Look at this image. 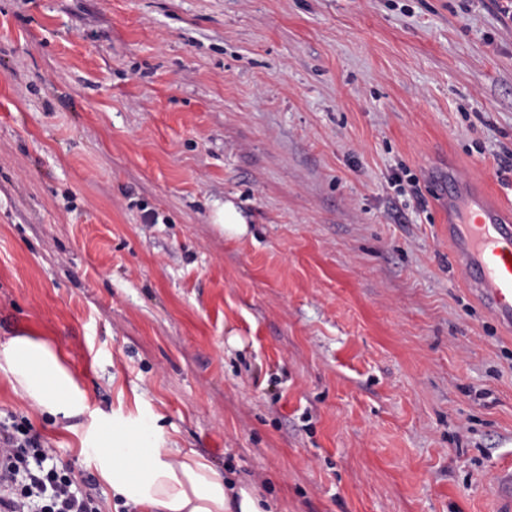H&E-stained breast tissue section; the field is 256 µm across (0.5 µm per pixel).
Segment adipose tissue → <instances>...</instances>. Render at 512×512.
Segmentation results:
<instances>
[{
    "mask_svg": "<svg viewBox=\"0 0 512 512\" xmlns=\"http://www.w3.org/2000/svg\"><path fill=\"white\" fill-rule=\"evenodd\" d=\"M0 373L39 414L78 410L84 398L63 351L31 336L11 338L0 349ZM144 411L100 421L79 453L91 457L112 496L127 512H268L254 487L226 477L202 455L175 448Z\"/></svg>",
    "mask_w": 512,
    "mask_h": 512,
    "instance_id": "obj_1",
    "label": "adipose tissue"
}]
</instances>
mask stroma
<instances>
[{
    "mask_svg": "<svg viewBox=\"0 0 512 512\" xmlns=\"http://www.w3.org/2000/svg\"><path fill=\"white\" fill-rule=\"evenodd\" d=\"M511 154L493 0H0V345L87 398L0 411L102 512L78 436L138 405L274 512H501L512 334L423 176L512 207ZM0 372L15 393L40 415L67 417L84 401L83 392L66 366L63 351L51 341L15 336L0 351Z\"/></svg>",
    "mask_w": 512,
    "mask_h": 512,
    "instance_id": "1",
    "label": "stroma"
}]
</instances>
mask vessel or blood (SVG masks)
<instances>
[{"instance_id": "b4317fda", "label": "vessel or blood", "mask_w": 512, "mask_h": 512, "mask_svg": "<svg viewBox=\"0 0 512 512\" xmlns=\"http://www.w3.org/2000/svg\"><path fill=\"white\" fill-rule=\"evenodd\" d=\"M446 205L443 220L453 244L452 270L496 322L512 329V217L458 170L434 179Z\"/></svg>"}]
</instances>
